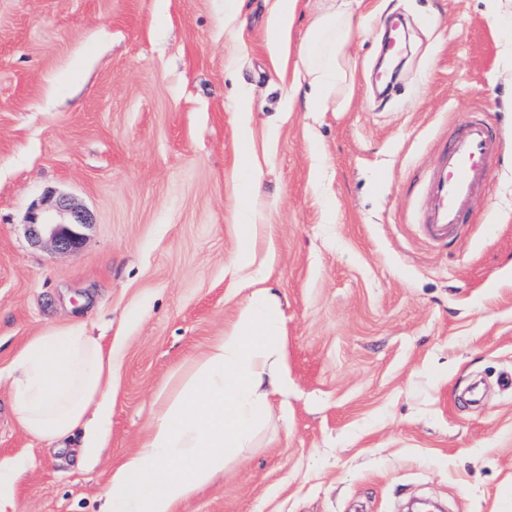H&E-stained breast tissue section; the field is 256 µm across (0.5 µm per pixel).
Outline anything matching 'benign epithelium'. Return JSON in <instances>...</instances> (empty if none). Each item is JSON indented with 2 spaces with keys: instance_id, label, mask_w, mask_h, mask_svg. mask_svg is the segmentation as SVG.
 I'll return each instance as SVG.
<instances>
[{
  "instance_id": "7a95c632",
  "label": "benign epithelium",
  "mask_w": 512,
  "mask_h": 512,
  "mask_svg": "<svg viewBox=\"0 0 512 512\" xmlns=\"http://www.w3.org/2000/svg\"><path fill=\"white\" fill-rule=\"evenodd\" d=\"M27 225L33 239L39 241L45 237L56 250L72 253L82 247V229L89 225V219L85 211L62 200L32 214Z\"/></svg>"
}]
</instances>
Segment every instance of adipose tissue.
Wrapping results in <instances>:
<instances>
[{"mask_svg": "<svg viewBox=\"0 0 512 512\" xmlns=\"http://www.w3.org/2000/svg\"><path fill=\"white\" fill-rule=\"evenodd\" d=\"M360 0H324L299 48L293 84L306 88V109L350 101L347 48ZM300 0H275L266 38L272 55L288 50ZM111 350L84 326L71 325L29 340L9 367L11 405L28 435L67 449L81 437L80 457L91 460L112 412ZM288 372L279 313L256 295L200 357L177 390L161 389L156 412L138 450L111 474L99 512H176L177 507L236 460L269 414V396L285 392Z\"/></svg>", "mask_w": 512, "mask_h": 512, "instance_id": "adipose-tissue-1", "label": "adipose tissue"}]
</instances>
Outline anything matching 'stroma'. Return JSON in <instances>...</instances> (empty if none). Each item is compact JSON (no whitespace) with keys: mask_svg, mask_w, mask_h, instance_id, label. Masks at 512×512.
<instances>
[{"mask_svg":"<svg viewBox=\"0 0 512 512\" xmlns=\"http://www.w3.org/2000/svg\"><path fill=\"white\" fill-rule=\"evenodd\" d=\"M273 2L0 0V460L25 464L7 512H96L157 389L259 289L281 315L288 393L177 512H512V9L363 0L350 102L307 112L288 86L320 3L301 0L276 58ZM393 15L409 50L380 91ZM475 113L499 156L467 233L438 247L422 184ZM58 198L90 217L78 252L28 235ZM74 324L118 364L107 446L82 468L9 401L13 355ZM252 167L253 165L249 161L245 162L244 168L247 173V177L245 179V182L243 183L244 205L240 211L239 216V220L241 223L240 229L243 245L236 253V262L241 266H250L254 262V253L250 245V242L252 240L251 231L254 223V211L252 207V200L256 196L255 187L249 176V172L251 171Z\"/></svg>","mask_w":512,"mask_h":512,"instance_id":"1","label":"stroma"}]
</instances>
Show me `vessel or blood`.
Segmentation results:
<instances>
[{
    "label": "vessel or blood",
    "instance_id": "vessel-or-blood-1",
    "mask_svg": "<svg viewBox=\"0 0 512 512\" xmlns=\"http://www.w3.org/2000/svg\"><path fill=\"white\" fill-rule=\"evenodd\" d=\"M496 151L488 123H468L435 164L425 184L426 209L423 236L433 242L446 240L466 224L475 189L488 180V161Z\"/></svg>",
    "mask_w": 512,
    "mask_h": 512
}]
</instances>
